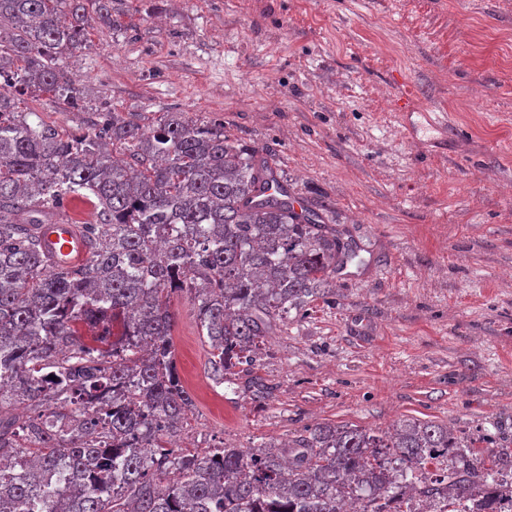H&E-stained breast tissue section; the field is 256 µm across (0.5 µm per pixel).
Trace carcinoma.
I'll list each match as a JSON object with an SVG mask.
<instances>
[{
    "mask_svg": "<svg viewBox=\"0 0 512 512\" xmlns=\"http://www.w3.org/2000/svg\"><path fill=\"white\" fill-rule=\"evenodd\" d=\"M112 0H0V512H483L512 502V448L434 422L316 424L279 446H173L193 399L174 361L171 299L191 296L214 383L263 354L291 312L336 293L357 245L273 158L164 112L112 113L62 137L18 96L70 104L58 51L86 47ZM278 190L268 193L269 184ZM79 195L89 251L53 263L36 225Z\"/></svg>",
    "mask_w": 512,
    "mask_h": 512,
    "instance_id": "carcinoma-1",
    "label": "carcinoma"
}]
</instances>
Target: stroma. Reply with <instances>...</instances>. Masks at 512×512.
Wrapping results in <instances>:
<instances>
[{
    "mask_svg": "<svg viewBox=\"0 0 512 512\" xmlns=\"http://www.w3.org/2000/svg\"><path fill=\"white\" fill-rule=\"evenodd\" d=\"M78 106L22 97L65 135L99 113L223 124L360 248L336 299L290 315L215 385L187 296L173 349L195 407L179 447L278 445L316 423L410 419L512 439V0H112ZM450 113L448 150L405 139L398 83Z\"/></svg>",
    "mask_w": 512,
    "mask_h": 512,
    "instance_id": "obj_1",
    "label": "stroma"
}]
</instances>
